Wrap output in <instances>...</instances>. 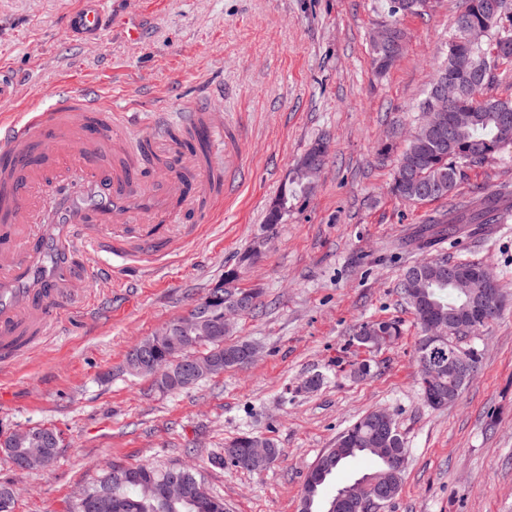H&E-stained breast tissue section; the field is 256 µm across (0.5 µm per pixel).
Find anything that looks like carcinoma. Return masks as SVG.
<instances>
[{
    "mask_svg": "<svg viewBox=\"0 0 512 512\" xmlns=\"http://www.w3.org/2000/svg\"><path fill=\"white\" fill-rule=\"evenodd\" d=\"M494 0H458L453 23V34L446 43L442 67L437 78L450 77L460 87L456 111L468 113V119L455 125L451 138L435 141L428 137L424 127L419 126L405 140L398 166L391 185V192L407 202H424L451 196L465 171L483 163L499 153L504 146L512 143V99H501L491 93L499 79L498 69L504 63H512V4L501 0L504 15H495L489 10ZM430 0H377L376 8L391 17L388 23L390 35L379 42H371L372 65L376 73L383 74L393 66L395 57L401 54L406 41L404 31L399 27L398 17L422 15L429 8ZM474 28L487 30L488 37L480 42L470 39ZM512 194V187L504 185L501 192L488 195L478 201L465 204L453 203L448 211V223L483 224L487 217L497 222L508 214L500 208L503 197ZM307 195L303 189L284 183L277 199L280 207L267 211L265 225L280 224L288 216L291 202ZM456 270L458 282L474 279L479 264L468 261L451 263ZM409 272L420 274L430 282L424 306L443 319L452 318L466 323L469 315L461 307L460 289L448 282H441L439 265L421 261L409 268ZM384 326L382 345L394 344L401 335L399 322L384 323L372 321L368 327ZM179 336H156L157 353L163 357H179L183 352L178 348ZM197 344L207 349V356L222 357L224 362L233 360L242 343L215 341L201 336ZM425 400L433 407L440 408L458 399L460 392L445 390L435 392L434 387L421 388ZM377 411H371L355 421L336 438L332 454L335 461L319 481L316 488L304 485L303 493H314L313 512H350L341 500L343 488L339 487L329 497L324 487L336 472L349 461L357 458L368 459L373 470L397 468L396 484H401L406 448L397 429H391L387 456L376 452L379 432L375 426ZM143 473L136 480L122 479L114 473L105 474L96 481L88 493L95 508L91 512H114L112 501L124 500L131 504V512H224L221 507L208 510L203 500L209 497L200 491L201 477L193 470L182 472L183 481L191 488L193 499L167 503L161 500V485L168 478L171 469H153L144 465L134 467Z\"/></svg>",
    "mask_w": 512,
    "mask_h": 512,
    "instance_id": "obj_1",
    "label": "carcinoma"
}]
</instances>
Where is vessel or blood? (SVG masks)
<instances>
[{
  "mask_svg": "<svg viewBox=\"0 0 512 512\" xmlns=\"http://www.w3.org/2000/svg\"><path fill=\"white\" fill-rule=\"evenodd\" d=\"M105 22L100 0H84L67 28L92 39ZM129 118L70 90L0 115V347L46 333L80 285L150 256L158 239L184 243L186 216L211 223L228 196L242 156L237 123L192 100L133 143ZM169 165L189 177L181 190L145 178Z\"/></svg>",
  "mask_w": 512,
  "mask_h": 512,
  "instance_id": "b4317fda",
  "label": "vessel or blood"
}]
</instances>
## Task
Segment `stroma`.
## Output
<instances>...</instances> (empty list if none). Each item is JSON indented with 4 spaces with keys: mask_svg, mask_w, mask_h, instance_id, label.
Returning a JSON list of instances; mask_svg holds the SVG:
<instances>
[{
    "mask_svg": "<svg viewBox=\"0 0 512 512\" xmlns=\"http://www.w3.org/2000/svg\"><path fill=\"white\" fill-rule=\"evenodd\" d=\"M79 2L0 0V64L16 76L0 110L34 96L51 104L68 87L118 109L135 102L148 125L206 100L240 121L243 162L215 222L181 251L89 282L61 325L0 367V436L40 426L62 436L41 469L15 471L0 453L13 512H73L105 469L177 464L228 512H298L310 467L375 409L391 413L408 450L401 490L381 512H512V223L463 224L419 249L448 202L391 195L396 156L381 152L418 124L457 0L400 17L405 49L382 76L369 38L387 16L375 0H104L112 24L90 43L66 30ZM320 140L328 155L315 191L243 264L286 173ZM504 184L512 146L467 169L456 199ZM426 258L487 265L505 294L500 317L461 342L479 350L478 371L439 409L419 392L421 331L401 292ZM230 269L257 298L225 339L254 344L253 361L176 392L123 373L134 344L186 315ZM378 319L401 321L398 344L359 346V326ZM358 362L367 376H354ZM315 375L320 386L305 389ZM244 433L273 439L279 460L258 472L220 465Z\"/></svg>",
    "mask_w": 512,
    "mask_h": 512,
    "instance_id": "1",
    "label": "stroma"
}]
</instances>
